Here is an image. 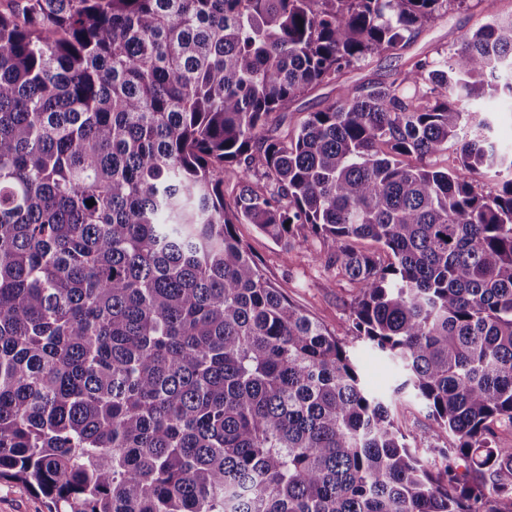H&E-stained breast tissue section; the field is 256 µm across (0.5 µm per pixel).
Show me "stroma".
I'll return each instance as SVG.
<instances>
[{"label": "stroma", "mask_w": 512, "mask_h": 512, "mask_svg": "<svg viewBox=\"0 0 512 512\" xmlns=\"http://www.w3.org/2000/svg\"><path fill=\"white\" fill-rule=\"evenodd\" d=\"M512 15V0H470L468 9L448 11L418 35L409 53L433 55L435 49H452L463 33L489 21L490 17ZM403 59L375 56L360 68L340 73L336 80L309 91L295 104L299 112H314L335 100L341 89L379 79L393 80L402 69ZM236 234L247 246L265 276L294 303L334 332L347 345L356 361L364 384L373 393L387 397L399 377L397 367L369 349L346 328L349 304L357 293L355 286L337 276L323 262L329 244L309 237L302 248L288 249L262 234L254 225L240 224ZM395 421L411 446L426 447L430 419L422 402L413 393L403 394L393 406ZM0 512H49L47 500L28 486L0 480Z\"/></svg>", "instance_id": "35a3bbf8"}]
</instances>
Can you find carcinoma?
<instances>
[{
  "label": "carcinoma",
  "instance_id": "1",
  "mask_svg": "<svg viewBox=\"0 0 512 512\" xmlns=\"http://www.w3.org/2000/svg\"><path fill=\"white\" fill-rule=\"evenodd\" d=\"M465 4L0 0V479L53 512H512V152L469 109L512 98V16L290 115ZM242 222L331 242L348 329L444 447L407 443Z\"/></svg>",
  "mask_w": 512,
  "mask_h": 512
}]
</instances>
